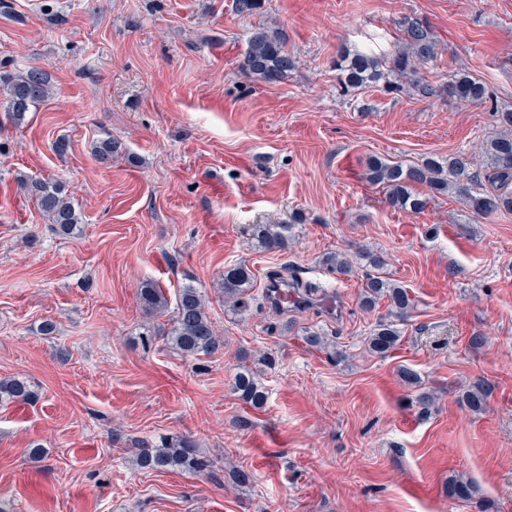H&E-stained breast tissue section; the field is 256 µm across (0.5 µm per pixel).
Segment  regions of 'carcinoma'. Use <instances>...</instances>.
<instances>
[{
    "label": "carcinoma",
    "mask_w": 512,
    "mask_h": 512,
    "mask_svg": "<svg viewBox=\"0 0 512 512\" xmlns=\"http://www.w3.org/2000/svg\"><path fill=\"white\" fill-rule=\"evenodd\" d=\"M404 49L391 57H376L367 53L349 55L341 53L336 67L343 83L349 88H362L383 81L406 80L417 93L429 97L437 90L424 81L420 66L435 55L437 41L432 27L422 18L407 16L399 23ZM297 66L296 57L288 52L285 35L278 28L262 26L250 32L241 63V70L257 81L274 84L284 79ZM51 74L43 67L29 66L20 70L0 67V95L6 100L8 117L15 125L25 122L27 113L48 100L53 94ZM447 93L459 102H485V87L465 71H459L447 85ZM494 113L498 133L482 142L480 155L470 157L458 154L446 158L427 157L417 164L403 165L381 157L366 162L363 179L385 191L388 206L398 210L423 211L429 199L438 195L459 197L473 217L486 218L500 213L512 214V111ZM123 151L121 143L110 137L94 142L93 155L109 161ZM20 190L34 200L53 229L61 235H71L83 224L82 213L68 196L65 186L54 179L21 174L17 177ZM424 186L423 195L415 188ZM294 216L289 224H257L255 237L259 246L267 251L286 250L290 244ZM253 283V273L246 264L224 270L221 289L224 302L233 309L245 308V293ZM385 299L387 315L379 319L366 338L368 352L386 356L402 338L400 325L413 310L412 297L404 286L381 274L367 278L362 293V306L373 309ZM142 308L149 314L165 311L168 301L161 288L152 282L140 287ZM168 344L185 357L213 354L221 346L213 322L206 312V294L203 287L184 285L178 294L172 326L166 334ZM400 376L404 384L416 389L415 404L427 413L435 405L436 393L423 386L419 373L402 367ZM234 391L244 402L260 407L266 401V391L252 369L242 366L234 377ZM491 394V385L480 380L465 391L462 403L478 413L484 409ZM38 398L30 383L19 377L0 379V403L26 402ZM142 469L204 470L209 461L200 455L197 442L189 435L167 439L136 458ZM475 487L468 481L448 483V496L468 501Z\"/></svg>",
    "instance_id": "carcinoma-1"
}]
</instances>
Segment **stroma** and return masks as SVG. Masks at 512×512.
Segmentation results:
<instances>
[{
  "label": "stroma",
  "mask_w": 512,
  "mask_h": 512,
  "mask_svg": "<svg viewBox=\"0 0 512 512\" xmlns=\"http://www.w3.org/2000/svg\"><path fill=\"white\" fill-rule=\"evenodd\" d=\"M232 3L0 0V63L43 66L54 81L18 127L0 98V378L39 393L0 405V501L15 512H512V214L476 220L453 196L395 210L362 178L373 155L473 151L495 132L493 111L405 83L347 91L336 74L341 51L402 49L399 23L415 15L438 40L424 78L441 89L466 70L495 111H511L512 0H265L251 16ZM258 24L282 28L298 60L271 85L240 70ZM107 136L125 147L108 165L92 154ZM20 174L63 181L82 234L52 231ZM296 211L288 250L257 246L254 225ZM361 246L416 298L384 358L365 348L387 311L360 305L371 266L343 277L325 263ZM239 263L254 273L241 313L218 286ZM274 277L296 279L309 305L271 307ZM145 281L171 302L186 282L203 286L222 347L172 349L174 313H145ZM328 295L333 316L317 303ZM243 352L267 390L259 410L232 389ZM403 366L435 389L430 414L412 405ZM480 378L495 390L474 413L459 398ZM182 434L211 471L136 467L143 442ZM236 468L250 485H234ZM453 476L473 482L472 500L449 498Z\"/></svg>",
  "instance_id": "1"
}]
</instances>
